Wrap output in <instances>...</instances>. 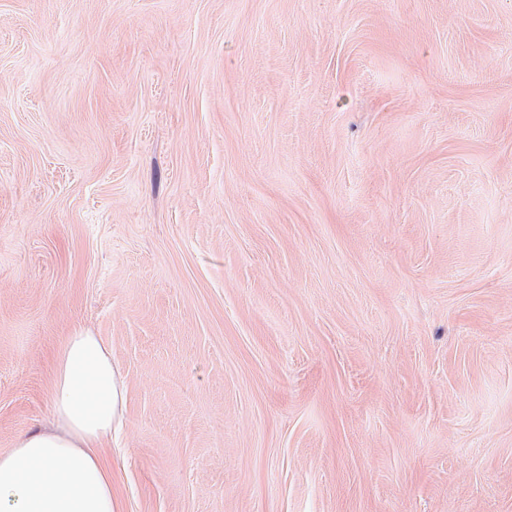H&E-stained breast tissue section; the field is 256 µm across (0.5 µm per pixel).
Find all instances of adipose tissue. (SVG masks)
I'll return each mask as SVG.
<instances>
[{"mask_svg":"<svg viewBox=\"0 0 512 512\" xmlns=\"http://www.w3.org/2000/svg\"><path fill=\"white\" fill-rule=\"evenodd\" d=\"M120 405L111 352L75 331L55 361L52 430L23 436L0 454V512H114L101 450Z\"/></svg>","mask_w":512,"mask_h":512,"instance_id":"1","label":"adipose tissue"}]
</instances>
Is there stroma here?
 Returning a JSON list of instances; mask_svg holds the SVG:
<instances>
[{"mask_svg":"<svg viewBox=\"0 0 512 512\" xmlns=\"http://www.w3.org/2000/svg\"><path fill=\"white\" fill-rule=\"evenodd\" d=\"M79 327L114 512H512V0H0V453Z\"/></svg>","mask_w":512,"mask_h":512,"instance_id":"obj_1","label":"stroma"}]
</instances>
